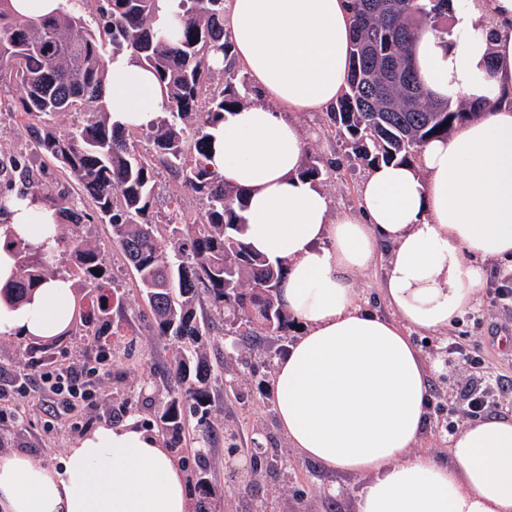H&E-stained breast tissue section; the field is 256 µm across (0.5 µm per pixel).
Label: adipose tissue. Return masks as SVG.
I'll return each instance as SVG.
<instances>
[{
    "instance_id": "ef3b65f1",
    "label": "adipose tissue",
    "mask_w": 512,
    "mask_h": 512,
    "mask_svg": "<svg viewBox=\"0 0 512 512\" xmlns=\"http://www.w3.org/2000/svg\"><path fill=\"white\" fill-rule=\"evenodd\" d=\"M349 0H229L231 54L259 92L209 129L208 164L245 188V240L287 270L281 300L299 334L273 378L292 448L332 471L367 476L358 512H512V418L467 425L447 462L417 452L428 369L411 334H442L473 310L485 263L512 259V0L456 8L448 35L413 48L439 98L483 103L481 116L426 144L411 166H373L358 211H334L297 170L305 140L292 116L325 112L345 87ZM112 119L145 126L167 99L128 51L108 63ZM0 226V286L15 274L2 247L56 245L53 210L15 200ZM390 255L381 294L394 315L362 308L350 279ZM74 291L51 279L31 300L0 304V335L53 337L71 324ZM0 512H192L186 474L137 418L79 438L60 468L0 454Z\"/></svg>"
}]
</instances>
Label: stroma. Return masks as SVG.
Returning <instances> with one entry per match:
<instances>
[{
	"instance_id": "obj_1",
	"label": "stroma",
	"mask_w": 512,
	"mask_h": 512,
	"mask_svg": "<svg viewBox=\"0 0 512 512\" xmlns=\"http://www.w3.org/2000/svg\"><path fill=\"white\" fill-rule=\"evenodd\" d=\"M19 95L18 85L0 87V161L5 163L13 155L28 153L32 169L52 189H68L81 198L84 209H92L91 200L83 197L75 181L61 173L49 157L31 151L28 119L13 110ZM295 121L307 141L308 154L341 158L340 167L332 171L323 188L335 207L357 211L358 189L367 165L343 157L341 144L330 132L325 115L299 113ZM175 202L193 215L202 209L198 198L182 188L174 173L159 168L153 205L155 220H164ZM74 232L95 244L104 255L122 297L121 305L112 308L113 327L121 341L133 342L136 348L132 358L113 360L100 382L97 400L84 416L93 428L104 423L118 425L130 416L142 421L149 419L152 412L146 398L164 396L181 388L173 372L177 344L171 338L157 335L152 328L137 276L125 264L111 226L83 224L75 227ZM386 262V257H379L371 268L353 276L362 305L384 317L391 314L379 288ZM195 310L199 320L210 327L203 338L204 354L211 369L210 434L208 441H196L193 428L197 418L188 416L189 429L174 455L191 484L196 481L195 459L205 462L208 481L216 490L209 501V512H357L364 477L325 470L292 448L276 418L272 369L244 372L241 361L248 357L250 348L246 338L227 332L207 300H200ZM465 336L484 337L485 371L512 375V348L502 347L499 342L500 337H512V314L492 307L486 296H479L475 310L449 327L447 333L430 337L413 333L429 369L433 402L427 412L421 446L431 450L440 461L448 457V419L439 415L436 404L453 391L462 369L461 363L449 361L446 349L450 339ZM104 342V337L78 328L72 335L47 340L19 335L0 337V373L25 367L34 374L41 363L49 360L79 364L93 359ZM85 429L74 427L68 417L50 414L40 392L35 391L13 406L8 420L0 423V452L24 453L51 466L84 435ZM258 447L282 457L281 470L255 476L254 450Z\"/></svg>"
}]
</instances>
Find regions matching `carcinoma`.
Wrapping results in <instances>:
<instances>
[{"label":"carcinoma","mask_w":512,"mask_h":512,"mask_svg":"<svg viewBox=\"0 0 512 512\" xmlns=\"http://www.w3.org/2000/svg\"><path fill=\"white\" fill-rule=\"evenodd\" d=\"M55 16L40 19L16 13L0 0V86L19 83L20 110L47 127L64 112H80L70 130L38 133L35 148L75 180L94 204L93 213L68 193L46 194L36 173L20 156L0 178V213L13 199L29 197L55 210L58 227L98 222L112 235L136 276L159 336L197 342L207 334L195 311L206 299L224 314V324L257 325L269 335L288 332L290 318L280 301L285 270L252 251L244 240L246 192L224 183L209 169L208 128L224 113L243 106L254 93L247 74L231 64L214 68L230 55L224 35V0H182L184 12L175 40L153 29L157 0H105L96 21L108 37L94 34L82 9L88 0H66ZM453 0H351L350 68L345 90L330 112L328 127L346 155L367 164L417 160L423 146L444 139L456 126L480 114L481 106L435 97L421 83L413 64L420 30L449 31ZM132 52L155 72L167 97L166 111L147 128L112 121L106 106L107 61ZM222 75L221 87L201 100L203 90ZM148 137L149 151L132 138ZM177 174L204 210L192 218L178 208L161 224L152 207L156 162ZM332 163L310 154L300 177L320 183ZM17 274L0 287V300L27 301L51 277L89 292L76 297L73 322L96 324L98 335L115 336L112 305L120 302L100 252L78 235H57L46 250L22 240H6ZM98 269V273L91 269ZM176 374L188 387L181 396L153 397L154 422L170 442L182 444L185 410L198 415L197 432L209 438V365L199 351L176 350ZM196 512H207L214 489L197 461Z\"/></svg>","instance_id":"cac0c4a2"}]
</instances>
